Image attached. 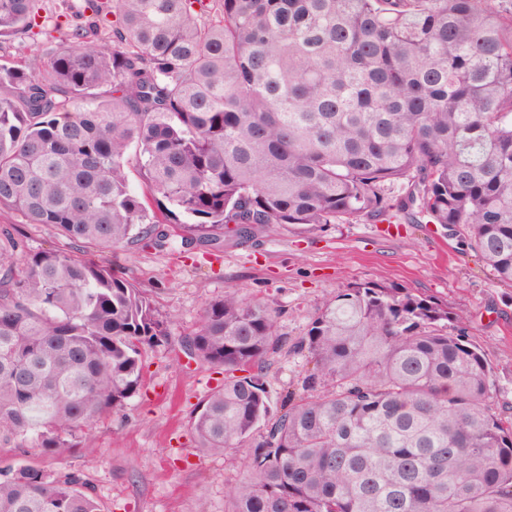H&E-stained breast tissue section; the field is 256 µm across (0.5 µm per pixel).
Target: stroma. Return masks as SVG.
<instances>
[{
  "label": "stroma",
  "mask_w": 512,
  "mask_h": 512,
  "mask_svg": "<svg viewBox=\"0 0 512 512\" xmlns=\"http://www.w3.org/2000/svg\"><path fill=\"white\" fill-rule=\"evenodd\" d=\"M83 0H40L43 22L80 10ZM63 30L50 36L0 38V58L18 65L47 61ZM115 274L134 280L170 319L167 342L147 352L145 387L124 411L94 431L96 453L74 448L57 457L28 454L52 470H82L104 512H224L225 484L241 459L202 454L191 419L224 375L189 357L181 342L197 327L205 304L236 287L280 311L282 333L302 336L328 297L360 284L398 288L433 299L465 318L467 334L492 372L499 407L512 406V287L471 252L462 237L432 223L367 218L355 224H268L253 239L223 251H185L179 237L161 248L135 242L106 254Z\"/></svg>",
  "instance_id": "35a3bbf8"
}]
</instances>
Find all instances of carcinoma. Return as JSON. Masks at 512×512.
<instances>
[{
	"instance_id": "cac0c4a2",
	"label": "carcinoma",
	"mask_w": 512,
	"mask_h": 512,
	"mask_svg": "<svg viewBox=\"0 0 512 512\" xmlns=\"http://www.w3.org/2000/svg\"><path fill=\"white\" fill-rule=\"evenodd\" d=\"M39 2L0 0V37L38 27ZM86 3L46 64L0 63V210L66 243L28 251L0 225V512H104L82 472L20 457L92 455L143 388L168 321L83 251L163 246L167 203L195 219L184 247L211 251L263 224L415 208L512 287V0ZM278 317L227 288L182 341L224 368L198 447L245 448L224 512H512V415L481 349L448 331L460 315L364 284L292 342ZM285 348L301 386L274 409ZM303 363L302 357L293 354L282 353L275 357L267 378L273 403L279 400L289 386L297 384Z\"/></svg>"
}]
</instances>
